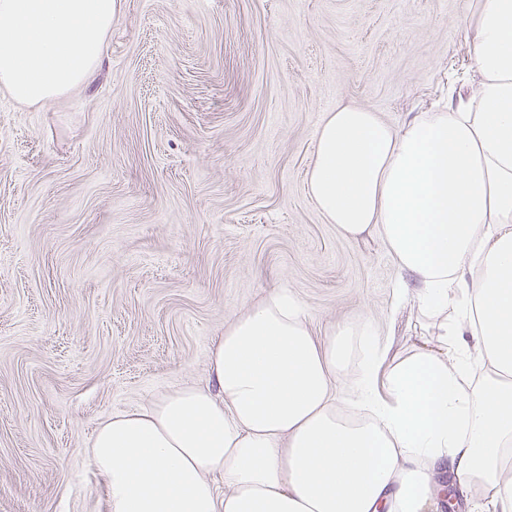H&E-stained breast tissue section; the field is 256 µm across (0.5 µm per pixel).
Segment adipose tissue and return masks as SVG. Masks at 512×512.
<instances>
[{"instance_id":"obj_1","label":"adipose tissue","mask_w":512,"mask_h":512,"mask_svg":"<svg viewBox=\"0 0 512 512\" xmlns=\"http://www.w3.org/2000/svg\"><path fill=\"white\" fill-rule=\"evenodd\" d=\"M460 22L470 93L398 126L337 106L308 174L327 223L379 232L432 344L388 367L365 321L319 340L269 292L213 341L207 384L98 426L109 512H430L445 473L512 512V0Z\"/></svg>"}]
</instances>
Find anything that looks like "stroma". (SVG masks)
<instances>
[{"mask_svg": "<svg viewBox=\"0 0 512 512\" xmlns=\"http://www.w3.org/2000/svg\"><path fill=\"white\" fill-rule=\"evenodd\" d=\"M463 0H120L93 80L0 93V512H108L113 412L208 378L225 323L285 288L313 334L424 344L379 235L325 221L326 114L393 124L471 85Z\"/></svg>", "mask_w": 512, "mask_h": 512, "instance_id": "stroma-1", "label": "stroma"}]
</instances>
